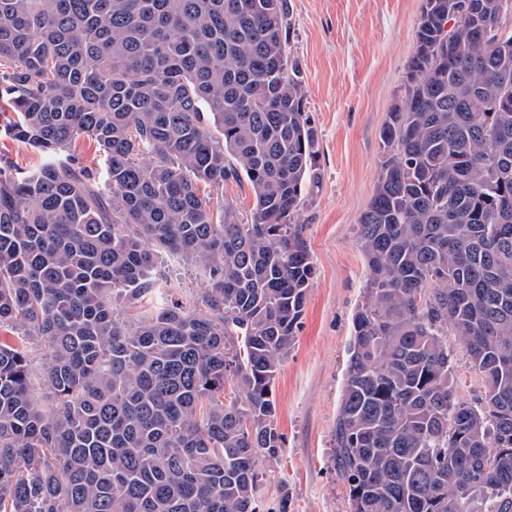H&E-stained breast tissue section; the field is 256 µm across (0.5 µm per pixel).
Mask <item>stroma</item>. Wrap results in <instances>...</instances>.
Wrapping results in <instances>:
<instances>
[{
  "mask_svg": "<svg viewBox=\"0 0 512 512\" xmlns=\"http://www.w3.org/2000/svg\"><path fill=\"white\" fill-rule=\"evenodd\" d=\"M288 51L300 68L321 178L296 219L316 274L301 327L275 380L285 446L261 461L269 512H349L334 459L353 317L367 271L360 214L381 173L380 130L403 94L422 0H288Z\"/></svg>",
  "mask_w": 512,
  "mask_h": 512,
  "instance_id": "stroma-1",
  "label": "stroma"
}]
</instances>
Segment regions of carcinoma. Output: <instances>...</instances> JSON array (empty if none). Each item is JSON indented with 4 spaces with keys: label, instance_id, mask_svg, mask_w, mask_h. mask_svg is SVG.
Masks as SVG:
<instances>
[{
    "label": "carcinoma",
    "instance_id": "obj_1",
    "mask_svg": "<svg viewBox=\"0 0 512 512\" xmlns=\"http://www.w3.org/2000/svg\"><path fill=\"white\" fill-rule=\"evenodd\" d=\"M287 0H0V512H262L314 276ZM512 0H423L360 215L350 512H512ZM103 171L76 165L83 140ZM239 166L226 163V155ZM245 177L251 222L224 201ZM195 267L191 305L159 255ZM453 330L483 391L457 399ZM45 349V406L29 344ZM12 115L13 113L8 107L2 104V112H0V156L2 160L7 158L17 167L32 170L45 160V156L39 152L27 149L23 144L13 141L6 134L5 128L10 122V116Z\"/></svg>",
    "mask_w": 512,
    "mask_h": 512
}]
</instances>
